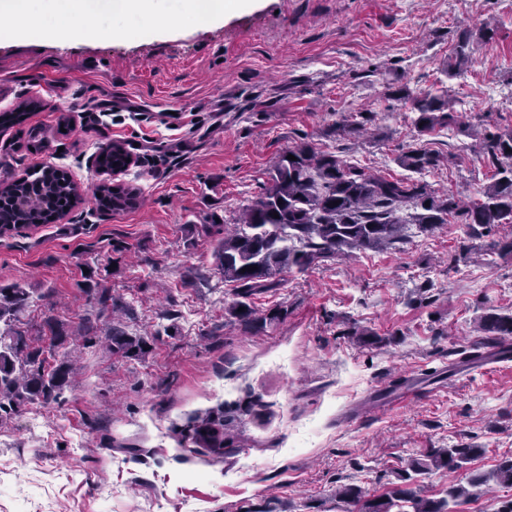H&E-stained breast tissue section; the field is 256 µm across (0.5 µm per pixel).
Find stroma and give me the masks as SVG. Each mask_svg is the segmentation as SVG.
Listing matches in <instances>:
<instances>
[{
    "label": "stroma",
    "instance_id": "obj_1",
    "mask_svg": "<svg viewBox=\"0 0 512 512\" xmlns=\"http://www.w3.org/2000/svg\"><path fill=\"white\" fill-rule=\"evenodd\" d=\"M123 26L72 47L0 38V113L37 103L0 126V180L52 163L82 195L63 219L0 237V287L33 292L18 322L29 335L50 338L53 322L94 334L63 402L0 418V512H334L336 485L388 495L431 448L479 449L425 476L439 500L512 456V360L472 358L495 344L479 316L512 314V224L470 237L452 215L285 274L250 298L280 312L265 326L227 314L233 286L202 230L233 227L302 142L395 179L421 146L440 164L420 181L481 200L488 159L455 125L417 136L400 91L448 93L469 124L512 130V0H260L160 37ZM463 36L472 53L452 75ZM110 141L133 158L120 181L140 190L112 215L91 197ZM92 288L126 311L144 357L112 353L113 306ZM217 413L220 453L191 439Z\"/></svg>",
    "mask_w": 512,
    "mask_h": 512
}]
</instances>
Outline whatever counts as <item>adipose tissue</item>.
I'll use <instances>...</instances> for the list:
<instances>
[{
	"label": "adipose tissue",
	"instance_id": "1",
	"mask_svg": "<svg viewBox=\"0 0 512 512\" xmlns=\"http://www.w3.org/2000/svg\"><path fill=\"white\" fill-rule=\"evenodd\" d=\"M163 0H0V18L7 20L12 39H37L68 45L97 33L104 11L146 19L149 34L170 32L173 23L162 9Z\"/></svg>",
	"mask_w": 512,
	"mask_h": 512
}]
</instances>
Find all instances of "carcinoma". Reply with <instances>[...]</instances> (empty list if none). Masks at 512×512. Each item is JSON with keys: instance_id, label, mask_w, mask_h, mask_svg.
Instances as JSON below:
<instances>
[{"instance_id": "obj_1", "label": "carcinoma", "mask_w": 512, "mask_h": 512, "mask_svg": "<svg viewBox=\"0 0 512 512\" xmlns=\"http://www.w3.org/2000/svg\"><path fill=\"white\" fill-rule=\"evenodd\" d=\"M399 93L411 100L417 114V135L456 122L457 115L444 96L413 94L406 89ZM481 149L496 173L483 190V199L465 207L426 183L367 172L307 143L288 149L270 172L263 192L244 208L238 227L224 234L214 250L216 269L224 282L234 285L239 297L227 314L244 323L276 322L279 313L258 317L245 299L280 286L284 274L294 269L303 272L355 250L391 246L404 237L410 224L433 228L448 223L450 214L471 229L512 224V132L485 135ZM99 155L98 168L111 172L125 165L128 152L122 143L111 142L101 147ZM289 155L295 159H287ZM437 163V156L421 146L398 157V164L413 172ZM93 194L97 195V207L111 213L134 208L139 198L137 188L105 181L94 186ZM79 199L71 176L56 166L42 165L24 177L3 180L0 236L48 224L65 215ZM405 210L410 211L407 218L403 216ZM275 213L279 217H273ZM30 300L26 288H0V321L9 324L18 319ZM479 324L487 336H512L511 314L490 311ZM109 341L112 353L123 357H139L148 347L143 337L130 335L118 324L112 325ZM45 363L39 339L18 330L0 331V414H9L26 403L61 400L72 385L74 368L64 357L51 369ZM194 439L210 448L223 447L224 416L201 420L194 428ZM479 452L473 446L431 448L408 462L401 480L410 481L441 468L459 469ZM491 480L512 487V456L504 458L490 475H475L467 485L451 487L448 498L442 500L420 497L406 486L395 488L388 496L366 499L354 484L336 487L334 498L340 512L355 508L358 512H450V502L470 496V489Z\"/></svg>"}]
</instances>
